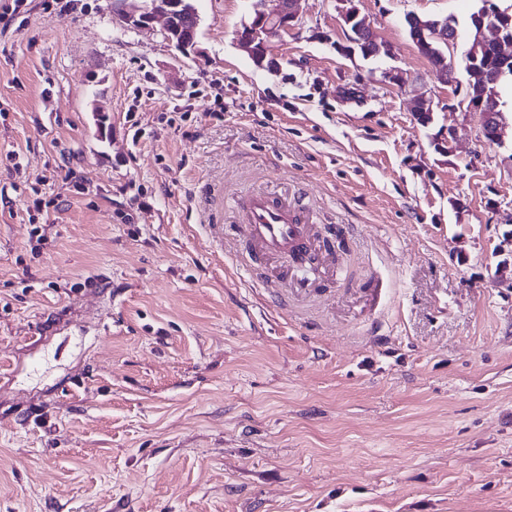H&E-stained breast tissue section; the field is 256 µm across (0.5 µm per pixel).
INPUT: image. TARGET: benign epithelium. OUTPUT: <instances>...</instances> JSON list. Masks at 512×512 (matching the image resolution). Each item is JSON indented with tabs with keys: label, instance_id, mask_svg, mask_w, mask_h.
<instances>
[{
	"label": "benign epithelium",
	"instance_id": "1",
	"mask_svg": "<svg viewBox=\"0 0 512 512\" xmlns=\"http://www.w3.org/2000/svg\"><path fill=\"white\" fill-rule=\"evenodd\" d=\"M142 5L119 11L113 20L130 28L148 27L155 21L163 22L166 40L184 55H197L199 50L196 42L198 16L191 10L188 0H141ZM339 18L344 28L351 31L349 44L338 45L336 50L345 55L356 53V49L368 45V34L372 26L367 16L360 13L356 5L358 0H338ZM301 0H278L276 10L265 13L258 12L243 23L236 31V42L248 53L253 62L264 65L270 54L271 39L286 34L299 24ZM477 41L485 47H492L496 54V67L489 68L478 57L477 48L463 51L470 57L469 72L480 81V85L489 87L497 83L506 69L512 68V14L499 10L495 18L485 21L480 17L477 21ZM490 30L492 38L483 36L484 30ZM491 100L486 96L468 97L467 109L478 110L483 116V135L485 138L499 141L503 134L501 113L487 111Z\"/></svg>",
	"mask_w": 512,
	"mask_h": 512
}]
</instances>
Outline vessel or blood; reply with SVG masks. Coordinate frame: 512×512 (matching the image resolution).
<instances>
[{"label":"vessel or blood","mask_w":512,"mask_h":512,"mask_svg":"<svg viewBox=\"0 0 512 512\" xmlns=\"http://www.w3.org/2000/svg\"><path fill=\"white\" fill-rule=\"evenodd\" d=\"M311 212L292 207L265 191L246 196L243 235L246 244L238 251L240 264L254 269L257 255H272L295 263L313 249Z\"/></svg>","instance_id":"obj_1"}]
</instances>
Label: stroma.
Listing matches in <instances>:
<instances>
[{"mask_svg":"<svg viewBox=\"0 0 512 512\" xmlns=\"http://www.w3.org/2000/svg\"><path fill=\"white\" fill-rule=\"evenodd\" d=\"M192 4L193 60L121 0L0 17V512H512V91L488 141L405 26L473 0H360L375 58L303 0L273 70L272 0ZM253 190L334 247L307 293L236 263ZM276 1H278L276 10L269 13H255L236 31L238 46L248 53L257 66H264L270 54L271 39L288 34L300 21L302 0Z\"/></svg>","mask_w":512,"mask_h":512,"instance_id":"obj_1","label":"stroma"}]
</instances>
